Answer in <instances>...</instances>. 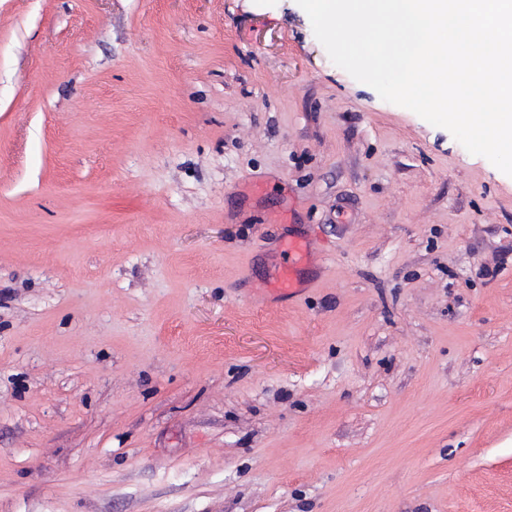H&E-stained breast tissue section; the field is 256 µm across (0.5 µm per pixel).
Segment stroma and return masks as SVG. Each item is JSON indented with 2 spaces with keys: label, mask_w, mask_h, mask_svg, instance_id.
<instances>
[{
  "label": "stroma",
  "mask_w": 512,
  "mask_h": 512,
  "mask_svg": "<svg viewBox=\"0 0 512 512\" xmlns=\"http://www.w3.org/2000/svg\"><path fill=\"white\" fill-rule=\"evenodd\" d=\"M0 512H512V176L296 0H0ZM306 245L303 242L291 241L283 250L285 257L274 280L275 289L285 295L299 292L300 282L295 276L296 266L303 261Z\"/></svg>",
  "instance_id": "stroma-1"
}]
</instances>
